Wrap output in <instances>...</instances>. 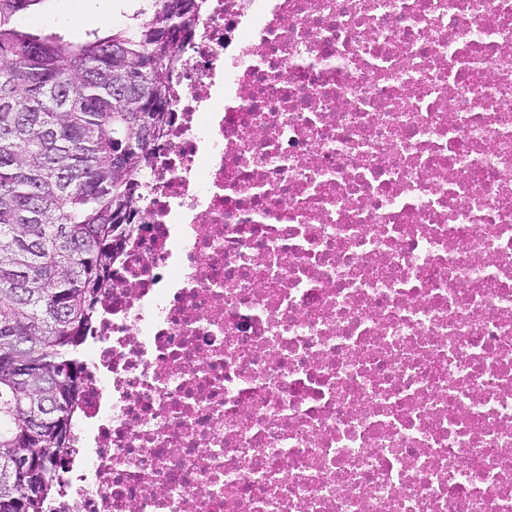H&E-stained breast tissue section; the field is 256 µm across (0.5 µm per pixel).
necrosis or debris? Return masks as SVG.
Here are the masks:
<instances>
[{
  "mask_svg": "<svg viewBox=\"0 0 512 512\" xmlns=\"http://www.w3.org/2000/svg\"><path fill=\"white\" fill-rule=\"evenodd\" d=\"M53 512H512V0H200Z\"/></svg>",
  "mask_w": 512,
  "mask_h": 512,
  "instance_id": "4bbe7bcc",
  "label": "necrosis or debris"
}]
</instances>
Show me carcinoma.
Instances as JSON below:
<instances>
[{"mask_svg": "<svg viewBox=\"0 0 512 512\" xmlns=\"http://www.w3.org/2000/svg\"><path fill=\"white\" fill-rule=\"evenodd\" d=\"M0 0V512H45L83 389L77 354L134 231L143 176L166 137L172 75L198 0H143L79 40L40 36ZM21 454L52 473L24 496Z\"/></svg>", "mask_w": 512, "mask_h": 512, "instance_id": "obj_1", "label": "carcinoma"}]
</instances>
